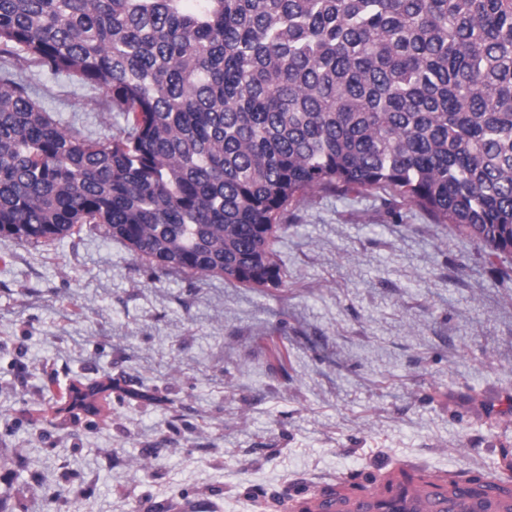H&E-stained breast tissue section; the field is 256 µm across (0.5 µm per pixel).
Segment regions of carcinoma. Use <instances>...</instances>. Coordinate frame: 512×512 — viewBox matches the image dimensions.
Listing matches in <instances>:
<instances>
[{"mask_svg": "<svg viewBox=\"0 0 512 512\" xmlns=\"http://www.w3.org/2000/svg\"><path fill=\"white\" fill-rule=\"evenodd\" d=\"M28 71L123 128L59 125ZM373 187L512 253V0H0V236L92 224L161 272L278 287L288 207ZM36 483L44 512L86 494Z\"/></svg>", "mask_w": 512, "mask_h": 512, "instance_id": "cac0c4a2", "label": "carcinoma"}]
</instances>
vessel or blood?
<instances>
[{
	"label": "vessel or blood",
	"instance_id": "b4317fda",
	"mask_svg": "<svg viewBox=\"0 0 512 512\" xmlns=\"http://www.w3.org/2000/svg\"><path fill=\"white\" fill-rule=\"evenodd\" d=\"M293 512H512V484L479 486L463 480L408 481L401 468L376 476L373 485L353 491L310 492L293 499Z\"/></svg>",
	"mask_w": 512,
	"mask_h": 512
}]
</instances>
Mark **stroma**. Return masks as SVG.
Returning a JSON list of instances; mask_svg holds the SVG:
<instances>
[{
  "label": "stroma",
  "instance_id": "1",
  "mask_svg": "<svg viewBox=\"0 0 512 512\" xmlns=\"http://www.w3.org/2000/svg\"><path fill=\"white\" fill-rule=\"evenodd\" d=\"M31 81L63 125H123L77 80ZM285 222L277 288L154 270L89 224L0 237L10 512H42L35 473L87 489L66 512H290L399 464L512 461V254L383 188L311 193ZM76 380L110 383L99 416L63 412Z\"/></svg>",
  "mask_w": 512,
  "mask_h": 512
}]
</instances>
